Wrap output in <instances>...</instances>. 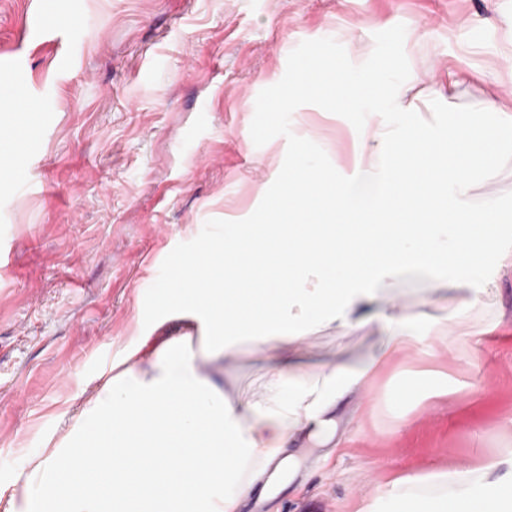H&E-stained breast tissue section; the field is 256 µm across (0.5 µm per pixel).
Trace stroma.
Returning a JSON list of instances; mask_svg holds the SVG:
<instances>
[{"instance_id":"1","label":"stroma","mask_w":512,"mask_h":512,"mask_svg":"<svg viewBox=\"0 0 512 512\" xmlns=\"http://www.w3.org/2000/svg\"><path fill=\"white\" fill-rule=\"evenodd\" d=\"M384 58L425 76L443 96L439 120L512 100V0H0V114L24 124L16 176L0 178V488L13 489L47 439L68 433L70 404L110 371L135 327L181 333L165 301L180 259L274 204V169H289L295 138L326 167L354 173L351 132L368 94L272 111L301 65L356 78ZM478 71L449 83V70ZM503 161L472 178L470 201L496 200L512 243V140ZM479 349L446 348L430 322L474 296L448 292L413 268L393 283L422 315L423 344L391 361L361 398L345 447L300 448L298 472L267 512H390L402 477L442 466L474 469L512 448V274L499 278ZM382 334H310V366L356 359ZM435 370L449 394L423 398L409 378ZM262 356L240 346L232 393L260 390Z\"/></svg>"}]
</instances>
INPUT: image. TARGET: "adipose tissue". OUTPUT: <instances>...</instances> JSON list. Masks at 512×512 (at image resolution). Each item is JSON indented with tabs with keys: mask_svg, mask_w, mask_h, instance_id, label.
<instances>
[{
	"mask_svg": "<svg viewBox=\"0 0 512 512\" xmlns=\"http://www.w3.org/2000/svg\"><path fill=\"white\" fill-rule=\"evenodd\" d=\"M354 92L351 83L309 72L272 109ZM481 109L498 123L469 116L438 136L423 119L364 120L357 138L377 139L384 156L377 164L357 156L360 178L303 152L289 170H275L289 184V223L261 208L199 247L203 269L183 272L172 290L183 332L141 336L98 377L70 415L77 442L47 449L23 477L35 512H240L254 492L271 497L296 473L295 449L342 446L345 398L362 393L416 341L415 317L394 304L388 287L411 266L447 271L448 290L479 289L478 298L432 325L442 342L472 336L497 284L467 257L490 252L499 269L512 271L498 204L486 201L477 214L466 200L472 173L499 157L501 132L512 127L511 103ZM267 260L273 269L256 287L251 272ZM373 323L383 336L369 356L308 369L302 345L310 333L354 334ZM241 339L265 361L261 389L248 399L221 386L223 363ZM91 414L97 424L89 428ZM258 474L267 477L260 488ZM475 478L492 486L497 512H512L511 452L473 470L438 467L399 480L393 512H477L462 491Z\"/></svg>",
	"mask_w": 512,
	"mask_h": 512,
	"instance_id": "1",
	"label": "adipose tissue"
}]
</instances>
